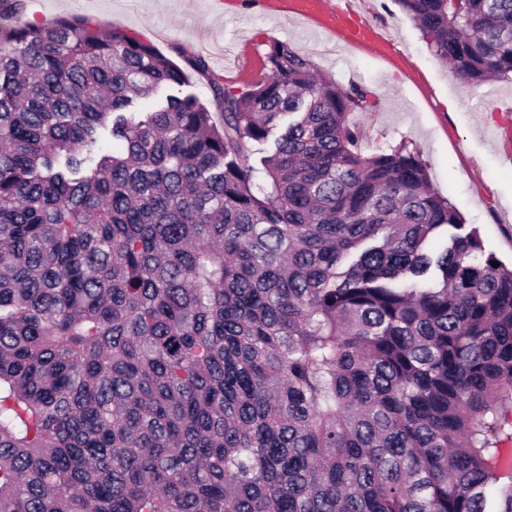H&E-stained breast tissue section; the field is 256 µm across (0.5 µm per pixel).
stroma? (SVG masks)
Returning a JSON list of instances; mask_svg holds the SVG:
<instances>
[{
	"mask_svg": "<svg viewBox=\"0 0 512 512\" xmlns=\"http://www.w3.org/2000/svg\"><path fill=\"white\" fill-rule=\"evenodd\" d=\"M387 39L380 52L353 49L307 34L303 24L269 17L254 0H230L228 13L207 0H23V17L48 22L92 16L150 43L174 62L206 56L225 87L243 93L263 75L271 41L288 44L322 73L347 87H366L367 111L350 113L367 152L407 144L432 187L450 196L466 226L477 228L486 252L512 262V83L470 85L427 48L396 0H349Z\"/></svg>",
	"mask_w": 512,
	"mask_h": 512,
	"instance_id": "35a3bbf8",
	"label": "stroma"
}]
</instances>
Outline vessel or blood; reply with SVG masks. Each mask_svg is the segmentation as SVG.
<instances>
[{
	"label": "vessel or blood",
	"mask_w": 512,
	"mask_h": 512,
	"mask_svg": "<svg viewBox=\"0 0 512 512\" xmlns=\"http://www.w3.org/2000/svg\"><path fill=\"white\" fill-rule=\"evenodd\" d=\"M262 5L264 12L270 14L305 19L314 34L338 38L360 48L380 45L379 34L372 24H350L332 0H262Z\"/></svg>",
	"instance_id": "b4317fda"
}]
</instances>
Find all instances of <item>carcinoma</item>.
Segmentation results:
<instances>
[{
	"label": "carcinoma",
	"mask_w": 512,
	"mask_h": 512,
	"mask_svg": "<svg viewBox=\"0 0 512 512\" xmlns=\"http://www.w3.org/2000/svg\"><path fill=\"white\" fill-rule=\"evenodd\" d=\"M396 2L459 79L512 81V0ZM20 14L0 11V512H512V268L407 145L365 151L369 91L275 40L236 94L201 55ZM187 68L215 111H126Z\"/></svg>",
	"instance_id": "obj_1"
}]
</instances>
